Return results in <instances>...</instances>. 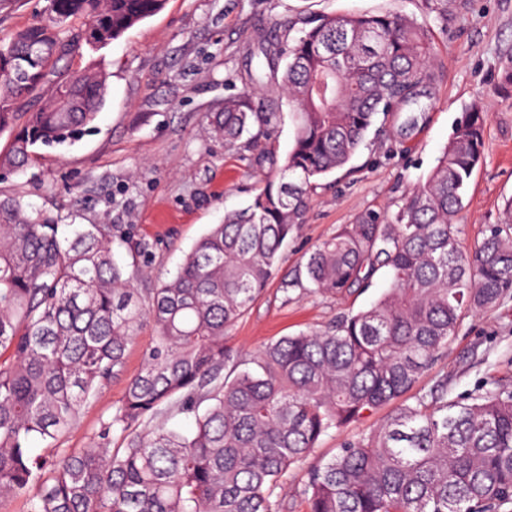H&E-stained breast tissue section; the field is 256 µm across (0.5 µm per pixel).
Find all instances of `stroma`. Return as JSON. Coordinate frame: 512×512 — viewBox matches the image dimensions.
<instances>
[{
  "label": "stroma",
  "mask_w": 512,
  "mask_h": 512,
  "mask_svg": "<svg viewBox=\"0 0 512 512\" xmlns=\"http://www.w3.org/2000/svg\"><path fill=\"white\" fill-rule=\"evenodd\" d=\"M353 11L398 12L428 26L445 77L414 129H406L405 113L390 114L370 129L347 167L311 192L306 221L283 246L276 277L225 342L235 363H247L272 340L319 331L370 308L387 287L385 275L346 295H324L294 286L300 263L358 214L395 211L403 195L426 180L457 121L474 106L489 123L485 160L458 219L463 249L502 220L512 197V85L503 80L512 65V0H166L159 13L106 48L74 55L73 65L97 60L109 72L104 107L74 144L39 148L27 169L0 173V193L62 224L111 225L115 260L136 287H156L176 274L225 212L251 201L293 144V114L278 73L268 71L258 87L248 79L275 19ZM246 90L272 121L253 146H224L211 137L205 115ZM440 377L456 396L477 393L489 380L512 388V298L467 314L418 390ZM124 386L120 379L103 386L84 403L78 426L58 445L35 442V455L50 464L61 450L95 442ZM394 410L385 405L323 436L284 476L272 497L274 512H307L309 470L332 459L343 441L384 424Z\"/></svg>",
  "instance_id": "obj_1"
}]
</instances>
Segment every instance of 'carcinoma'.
Instances as JSON below:
<instances>
[{"label":"carcinoma","mask_w":512,"mask_h":512,"mask_svg":"<svg viewBox=\"0 0 512 512\" xmlns=\"http://www.w3.org/2000/svg\"><path fill=\"white\" fill-rule=\"evenodd\" d=\"M164 4L49 0L45 18L0 36V134L10 133L1 170L24 169L37 146L63 144L96 120L108 74L67 61ZM274 29L287 60L280 87L295 116L293 147L171 280L139 290L113 258L112 225L74 224L64 236L52 216L0 195L3 512L20 494L27 512H273L282 477L322 436L411 391L465 313L512 295V200L505 223L469 252L459 245L455 220L485 159L489 122L473 107L396 211L342 225L292 283L343 294L384 269L389 286L378 301L326 330L283 336L253 367L224 374V336L277 274L311 191L349 163L378 115L425 111L426 88L443 76L430 29L397 12L322 15L299 28L285 19ZM31 98L42 102L23 108ZM269 116L243 95L224 99L208 123L234 147ZM145 323L153 346L104 428L117 445L64 452L45 474L30 441L54 443L77 426L88 398L125 375L128 345ZM172 408L194 415L190 431L160 421ZM307 495L308 512H512V389L494 383L459 400L438 380L312 468Z\"/></svg>","instance_id":"carcinoma-1"}]
</instances>
